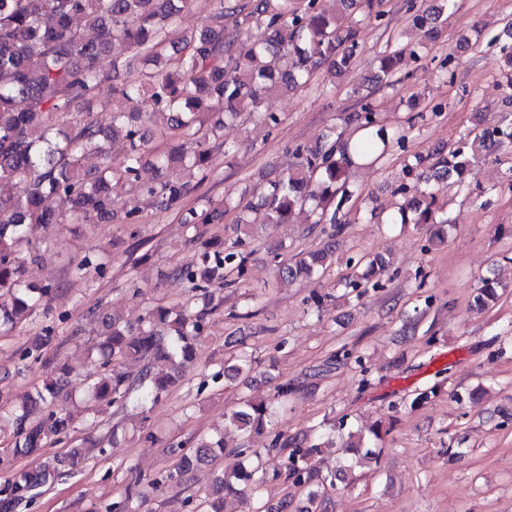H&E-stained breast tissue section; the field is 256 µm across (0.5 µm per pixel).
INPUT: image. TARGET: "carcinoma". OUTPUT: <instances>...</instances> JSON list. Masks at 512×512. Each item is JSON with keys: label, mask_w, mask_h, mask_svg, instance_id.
<instances>
[{"label": "carcinoma", "mask_w": 512, "mask_h": 512, "mask_svg": "<svg viewBox=\"0 0 512 512\" xmlns=\"http://www.w3.org/2000/svg\"><path fill=\"white\" fill-rule=\"evenodd\" d=\"M198 0H0V335L27 322L46 304L52 288L31 281L28 269L39 259L32 245L37 232L50 224H110L117 216V190L127 187L149 200L153 207L168 210L184 199L212 173L214 154L224 148V121L247 112L270 128L279 124L274 112L263 110L265 97L277 90H304L316 79L335 85L357 62L361 53L359 25L382 20L373 10V0H337L334 11L324 0H208V25L192 33L182 47L168 49L169 27ZM455 7V0H407L411 25L425 27ZM93 32L88 38L86 31ZM478 34L487 46L499 48L512 69V43L481 27ZM139 61L140 66L119 85H112V125L100 126L88 112H72L74 105H93L99 98L104 67L113 62L116 48ZM418 61V48L399 46L380 60L372 77L375 84L390 85L407 60ZM348 94L359 111L345 117L353 126L345 138L329 128L314 146L298 144L292 149L294 162L280 178L268 182L257 202H238V224H286L302 211L309 213L311 228L334 240L346 228L343 216L353 206L359 188L351 182L352 168L365 161L376 164L393 149L406 150L408 132L388 126L370 86L352 87ZM141 98L146 112H127L122 103ZM167 132L166 146H151L148 125ZM125 142L123 161L115 165L110 142ZM496 151L512 144V111L479 130L460 136L446 152L408 156L407 174L413 185L402 184L403 202L389 216L391 224H446L448 213L438 202L434 182L455 178L466 182L478 178L481 167L470 154L469 142ZM100 159L93 169L85 166L88 155ZM151 166L156 177L140 181V170ZM58 198L62 210L45 206ZM228 203L208 201L180 210L181 223L197 229L224 216ZM231 243L209 238L200 243L195 263L177 270L190 291L207 297L203 307L195 298L169 306L148 309L138 324L119 316L101 321L92 344L101 371L87 383L84 410L98 414L102 407L124 413L157 403L177 386L183 364L194 361L204 341L207 316L219 304L212 287L234 285L248 271L252 252L244 249L246 230ZM331 246L303 252L278 266L283 283L322 276L332 266ZM346 265L352 272L343 287L360 297L368 289L381 287L390 259L383 254L352 257ZM106 263L91 250L71 265L73 276L82 278L93 270L104 272ZM497 298L494 282L483 281L474 296L478 309ZM129 362L142 363L137 375L126 370ZM355 364L369 385V370L358 352L341 347L329 357L327 367ZM251 355L242 351L234 363L212 372L211 381L236 377L252 369ZM417 388L402 402L414 409L438 397L446 379ZM70 369L59 365L34 386L28 401L8 412H0V435L11 437L13 453L31 454L63 441L71 417L54 408L56 398L69 386ZM294 384L279 385L270 397L246 395L239 409L225 418L226 425L240 432L245 461L231 473L216 469L210 491L199 503L200 512H224V499L260 486L262 456L247 454L245 446L255 435L273 426L276 410L288 403ZM343 430L344 425L295 436L273 435L268 451L280 459L278 475L289 486L306 493L309 508L292 507L294 494L259 512H325L326 487H336L345 478L341 469L324 476L315 457L322 452L324 430ZM380 428L348 433L340 445L343 455H357L379 462ZM183 449L177 467L168 474L178 484L183 474L213 467L224 454V432L193 438L179 444ZM79 447L53 459L42 470L18 471L0 486V512H19L31 506L37 491L84 464ZM128 485L125 498L105 506V512H132L135 487Z\"/></svg>", "instance_id": "carcinoma-1"}]
</instances>
